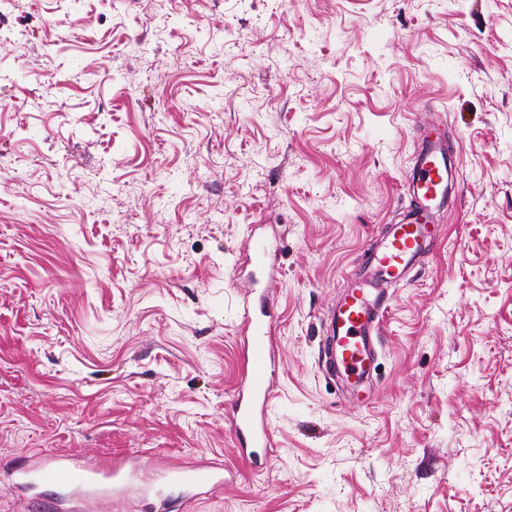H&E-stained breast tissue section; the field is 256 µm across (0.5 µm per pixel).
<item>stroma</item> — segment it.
<instances>
[{
	"label": "stroma",
	"instance_id": "obj_1",
	"mask_svg": "<svg viewBox=\"0 0 512 512\" xmlns=\"http://www.w3.org/2000/svg\"><path fill=\"white\" fill-rule=\"evenodd\" d=\"M0 46L5 471L224 464L169 512H512V0H19ZM457 200L344 398L326 313L397 223L426 115ZM273 242L276 453L238 451L249 235Z\"/></svg>",
	"mask_w": 512,
	"mask_h": 512
}]
</instances>
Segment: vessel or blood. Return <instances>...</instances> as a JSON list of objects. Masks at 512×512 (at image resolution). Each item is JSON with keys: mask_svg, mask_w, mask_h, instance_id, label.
Masks as SVG:
<instances>
[{"mask_svg": "<svg viewBox=\"0 0 512 512\" xmlns=\"http://www.w3.org/2000/svg\"><path fill=\"white\" fill-rule=\"evenodd\" d=\"M455 165L448 141L433 119H424L422 132L405 177L409 205L402 220L366 254L361 275L328 315L325 356L331 368L343 372L352 391H360L371 378L375 340L386 312L383 288L407 281L429 252L432 230L442 211L456 194ZM274 305V285L264 278L257 304H245L242 313L247 331L245 370L230 404V422L240 444V453L253 465L272 459L274 435L267 411L272 398L271 375L274 328L269 311ZM138 469L136 460L118 465L75 452L41 462L19 472L15 480L28 490L44 487L68 489L71 512H96L106 495H122ZM166 480L151 492L167 500L168 488L180 486L185 498L215 493L224 486V469L207 462L190 466H166Z\"/></svg>", "mask_w": 512, "mask_h": 512, "instance_id": "obj_1", "label": "vessel or blood"}]
</instances>
